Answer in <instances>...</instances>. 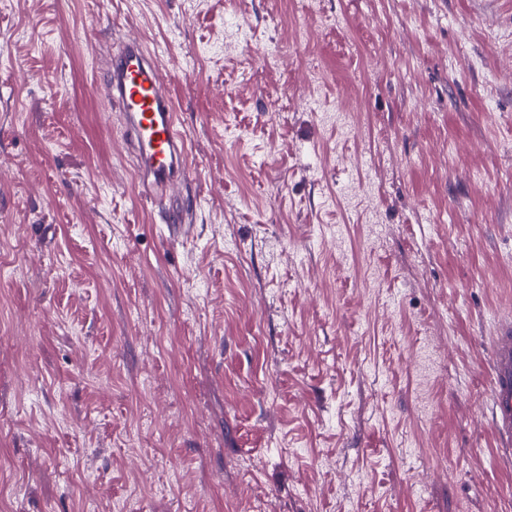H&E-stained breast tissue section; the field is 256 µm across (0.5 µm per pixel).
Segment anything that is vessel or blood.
I'll use <instances>...</instances> for the list:
<instances>
[{
	"label": "vessel or blood",
	"mask_w": 512,
	"mask_h": 512,
	"mask_svg": "<svg viewBox=\"0 0 512 512\" xmlns=\"http://www.w3.org/2000/svg\"><path fill=\"white\" fill-rule=\"evenodd\" d=\"M155 60L141 44H123L112 57L110 91L143 164L139 174L151 188L150 203L162 207L165 222L181 224L184 213L167 198L188 177L185 144L176 127L172 95ZM491 381V426L507 452L512 450V320L503 322L494 338Z\"/></svg>",
	"instance_id": "b4317fda"
}]
</instances>
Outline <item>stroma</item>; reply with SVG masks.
Returning a JSON list of instances; mask_svg holds the SVG:
<instances>
[{
  "mask_svg": "<svg viewBox=\"0 0 512 512\" xmlns=\"http://www.w3.org/2000/svg\"><path fill=\"white\" fill-rule=\"evenodd\" d=\"M506 316L512 0H0V512H512ZM150 54L139 43L122 45L112 56L110 91L124 112L132 147L143 164L140 178L153 192L147 198L161 206L165 223H185V214L166 203L169 192L186 181L185 144L176 127L173 98ZM491 426L512 457V320L503 322L492 346Z\"/></svg>",
  "mask_w": 512,
  "mask_h": 512,
  "instance_id": "35a3bbf8",
  "label": "stroma"
}]
</instances>
